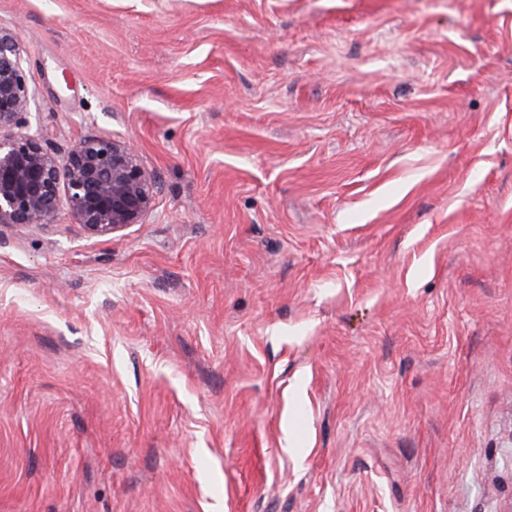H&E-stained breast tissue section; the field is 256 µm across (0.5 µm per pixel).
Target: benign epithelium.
<instances>
[{"label": "benign epithelium", "mask_w": 512, "mask_h": 512, "mask_svg": "<svg viewBox=\"0 0 512 512\" xmlns=\"http://www.w3.org/2000/svg\"><path fill=\"white\" fill-rule=\"evenodd\" d=\"M19 35L0 28V229L45 228L61 207L90 236L138 224L152 209L155 183L126 142L86 136L63 160L44 146Z\"/></svg>", "instance_id": "1"}]
</instances>
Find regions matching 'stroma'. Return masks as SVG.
<instances>
[{"label":"stroma","mask_w":512,"mask_h":512,"mask_svg":"<svg viewBox=\"0 0 512 512\" xmlns=\"http://www.w3.org/2000/svg\"><path fill=\"white\" fill-rule=\"evenodd\" d=\"M46 148L141 223L0 231V512L512 507V0H0Z\"/></svg>","instance_id":"stroma-1"}]
</instances>
